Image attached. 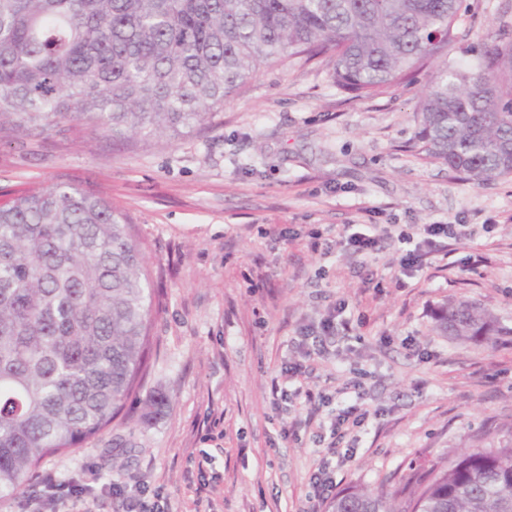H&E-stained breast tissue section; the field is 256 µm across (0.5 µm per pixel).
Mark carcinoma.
Masks as SVG:
<instances>
[{"instance_id":"cac0c4a2","label":"carcinoma","mask_w":512,"mask_h":512,"mask_svg":"<svg viewBox=\"0 0 512 512\" xmlns=\"http://www.w3.org/2000/svg\"><path fill=\"white\" fill-rule=\"evenodd\" d=\"M462 0H0V129L61 124L112 139L210 121L262 65L330 54L357 98L457 41ZM415 144L466 179L512 175V40L439 68ZM148 274L128 217L66 181L0 206V497L42 460L112 426L147 365ZM459 341L512 335L468 301L438 308ZM329 512H512V442L467 448L399 492L354 486Z\"/></svg>"}]
</instances>
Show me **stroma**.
<instances>
[{
  "instance_id": "obj_1",
  "label": "stroma",
  "mask_w": 512,
  "mask_h": 512,
  "mask_svg": "<svg viewBox=\"0 0 512 512\" xmlns=\"http://www.w3.org/2000/svg\"><path fill=\"white\" fill-rule=\"evenodd\" d=\"M512 35V0H464L454 60ZM436 62L382 94L339 89L329 56L261 67L211 124L112 140L60 125L0 134V202L63 178L132 221L152 300L149 371L110 429L47 457L0 512H303L344 403L368 419L336 488L393 492L419 466L512 437V336L433 333L469 300L512 327V175L458 177L414 146ZM387 232L360 254L341 238ZM458 236L403 273L406 226ZM345 302L346 325L321 339ZM164 393L163 412L143 403ZM66 484L59 492L46 477Z\"/></svg>"
}]
</instances>
